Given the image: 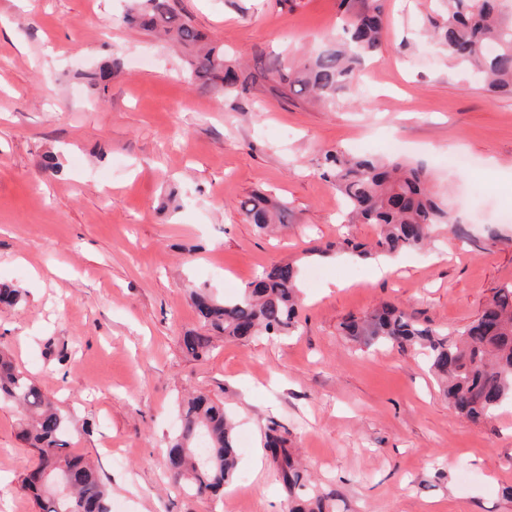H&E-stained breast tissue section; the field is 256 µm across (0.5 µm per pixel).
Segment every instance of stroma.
<instances>
[{"instance_id":"stroma-1","label":"stroma","mask_w":512,"mask_h":512,"mask_svg":"<svg viewBox=\"0 0 512 512\" xmlns=\"http://www.w3.org/2000/svg\"><path fill=\"white\" fill-rule=\"evenodd\" d=\"M226 55L292 58L342 24L339 0H175ZM437 0H386L380 50L354 96L329 112L267 78L249 92L189 84L184 54L129 27V0H0V352L69 417L71 452L112 487V512H288L265 448L270 422L335 512H512V401L471 422L420 351L364 347L348 317L394 304L452 332L512 283V96L467 80L415 33ZM117 67L106 91L84 75ZM423 161L466 237L436 226L378 278L371 224L343 222L320 153ZM288 204L270 232L241 200ZM301 272L299 329L246 342L200 331L190 298L237 296L265 268ZM228 405L238 468L220 499L167 479L177 403ZM0 403V512H36L21 489L36 458Z\"/></svg>"}]
</instances>
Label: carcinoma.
<instances>
[{"label":"carcinoma","instance_id":"1","mask_svg":"<svg viewBox=\"0 0 512 512\" xmlns=\"http://www.w3.org/2000/svg\"><path fill=\"white\" fill-rule=\"evenodd\" d=\"M444 2L442 12L424 20L426 36L486 91L512 94V11L503 10L505 0ZM340 7L346 16L344 39L327 40L288 66L258 58L254 70L329 108L340 95L353 93L365 57L382 44L384 0H341ZM126 22L158 32L180 47L189 57L188 83L219 85L228 95L249 91L254 74L239 76L224 58V47L205 42L191 19L177 12L173 0H131ZM318 166L342 197L347 220L379 227L372 250L343 241L342 248L358 258L374 251L395 256L418 249L436 224H454L458 235H466L431 189L422 164L397 157L351 156L336 149L326 151ZM241 211L260 230L288 218V207H273L258 193L241 202ZM193 303L203 332L185 336L183 348L196 358L209 352L213 334L236 340L287 336L299 324L298 269L290 263L275 264L235 298L195 291ZM342 329L366 346L425 349L443 394L469 420L486 419L512 399V284L495 291L454 340L392 305L363 318L350 317ZM0 402L28 415L20 434L34 450L36 463L21 487L33 496L38 512H112V490L98 468L81 455L65 452L70 434L67 415L2 353ZM178 418L166 452L170 478L197 495L218 494L238 466L232 415L199 393L178 404ZM265 446L288 492L289 512H328L330 497L305 492L306 479L288 448V438L271 427Z\"/></svg>","mask_w":512,"mask_h":512}]
</instances>
